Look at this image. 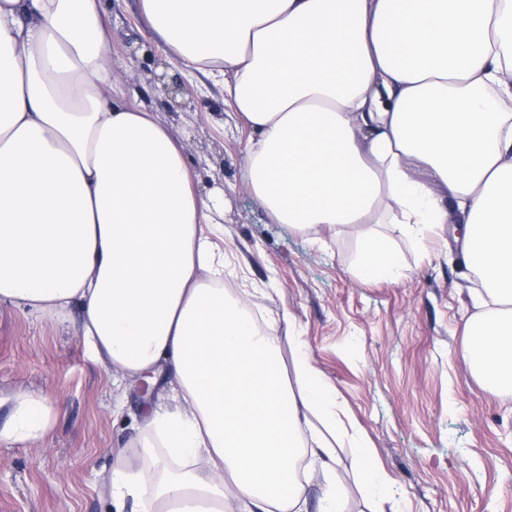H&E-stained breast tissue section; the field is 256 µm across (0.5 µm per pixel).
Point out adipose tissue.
Masks as SVG:
<instances>
[{
	"instance_id": "obj_1",
	"label": "adipose tissue",
	"mask_w": 512,
	"mask_h": 512,
	"mask_svg": "<svg viewBox=\"0 0 512 512\" xmlns=\"http://www.w3.org/2000/svg\"><path fill=\"white\" fill-rule=\"evenodd\" d=\"M166 52L220 79L252 136L250 185L278 223L401 224L457 210L485 297L466 353L512 393V0H142ZM223 212L180 145L112 79L99 0H0V301L78 305L114 383H167L137 447L112 456L124 512H307L294 463L329 475L347 433L337 392L295 343L227 297ZM369 238L355 276L392 277ZM0 435L50 418L26 390ZM162 453L165 479L145 480ZM236 485L234 501L224 480Z\"/></svg>"
}]
</instances>
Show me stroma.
<instances>
[{
    "instance_id": "obj_1",
    "label": "stroma",
    "mask_w": 512,
    "mask_h": 512,
    "mask_svg": "<svg viewBox=\"0 0 512 512\" xmlns=\"http://www.w3.org/2000/svg\"><path fill=\"white\" fill-rule=\"evenodd\" d=\"M101 13L113 79L181 145L198 194L224 207L225 293L247 299L260 323L279 318L287 376L298 336L337 391L349 435L335 442L331 480L304 479L308 512H321L330 481L347 490L344 512H512V394L493 391L465 355L478 284L463 263L458 215L417 241L396 224L336 233L277 223L246 179L250 128L222 85L166 53L141 0H101ZM368 233L394 246L397 279L354 276ZM80 318L75 307L43 317L0 302V425L21 389L51 420L40 437L0 438V512H108L112 451L137 440L143 399L136 386H113L78 334ZM359 442L394 481L395 503L364 486Z\"/></svg>"
}]
</instances>
